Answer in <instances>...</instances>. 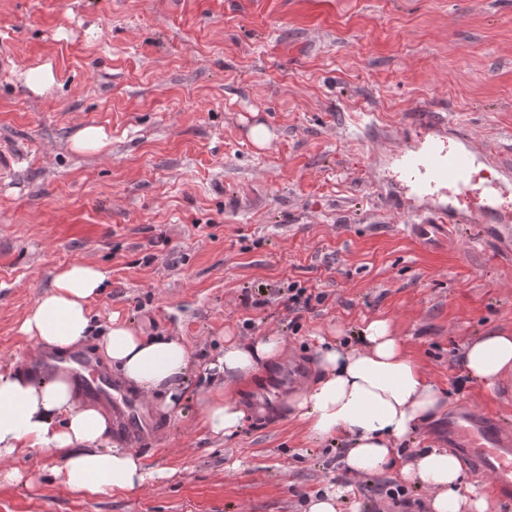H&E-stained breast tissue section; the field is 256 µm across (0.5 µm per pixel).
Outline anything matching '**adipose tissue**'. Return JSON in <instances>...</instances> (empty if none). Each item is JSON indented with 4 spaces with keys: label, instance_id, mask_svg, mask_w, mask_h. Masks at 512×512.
I'll return each instance as SVG.
<instances>
[{
    "label": "adipose tissue",
    "instance_id": "1",
    "mask_svg": "<svg viewBox=\"0 0 512 512\" xmlns=\"http://www.w3.org/2000/svg\"><path fill=\"white\" fill-rule=\"evenodd\" d=\"M106 274L87 263L59 269L20 324L37 347L63 352L93 330L90 303L104 288ZM362 346L319 338L314 376L289 401V408L319 440L346 446L343 464L356 475L383 472L402 444L445 406V394L429 382L395 336L389 321L375 319L361 330ZM99 347L121 376L143 394L163 393L161 407L175 410L193 369L191 352L179 339L147 337L127 321L104 325ZM285 352L278 335L241 341L224 338V353L209 368L216 380L200 397L202 423L215 437L236 435L246 420L239 387L257 377ZM463 373L494 388L512 371V335L486 332L469 341ZM112 421L103 409L82 401L61 375L34 378L0 371V461L21 449L57 458L55 475L67 490L92 498L143 485L157 475L128 448L113 446ZM459 458L440 448L418 449L401 471L404 481L428 488L431 512H495L482 488L463 483Z\"/></svg>",
    "mask_w": 512,
    "mask_h": 512
}]
</instances>
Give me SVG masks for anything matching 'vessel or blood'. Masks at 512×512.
<instances>
[{
    "mask_svg": "<svg viewBox=\"0 0 512 512\" xmlns=\"http://www.w3.org/2000/svg\"><path fill=\"white\" fill-rule=\"evenodd\" d=\"M459 149L447 151L438 142H430L421 151L404 155L403 163L419 191H447L449 199L470 197L474 208L462 212L456 207L436 213L437 224H475L483 240L490 242L500 256H512V210L500 206L512 175L499 171L489 177L490 156L474 152L464 134H457ZM29 368L37 373H64L72 385L86 397L96 400L112 414V432L133 444L154 437L159 425L147 399L114 378L109 368L92 352L73 348L67 353L40 350L31 358ZM307 369L299 361L274 375L265 388L254 393L256 408H268L288 385L301 383ZM448 445L468 461L474 476L491 477L497 491L512 499V427L500 417L478 408H467L448 418Z\"/></svg>",
    "mask_w": 512,
    "mask_h": 512,
    "instance_id": "vessel-or-blood-1",
    "label": "vessel or blood"
}]
</instances>
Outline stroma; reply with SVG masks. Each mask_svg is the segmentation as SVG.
Segmentation results:
<instances>
[{
	"label": "stroma",
	"mask_w": 512,
	"mask_h": 512,
	"mask_svg": "<svg viewBox=\"0 0 512 512\" xmlns=\"http://www.w3.org/2000/svg\"><path fill=\"white\" fill-rule=\"evenodd\" d=\"M47 61L57 83L34 94L20 74ZM423 112L512 168V0H0V370L36 354L20 322L74 261L107 274L95 325L119 314L194 361L179 412L150 400L162 431L139 452L163 478L85 498L25 450L11 465L34 480L1 483L0 512H306L339 484V512H403L374 488L447 447L449 411L512 419V372L489 390L462 371L469 338L512 334V261L467 229L413 232L448 202L401 175ZM86 126L106 150H72ZM294 281L324 302L293 316ZM378 318L447 396L395 469L348 473L281 401L233 440L204 430L225 332L310 364L317 336L356 348Z\"/></svg>",
	"instance_id": "obj_1"
}]
</instances>
